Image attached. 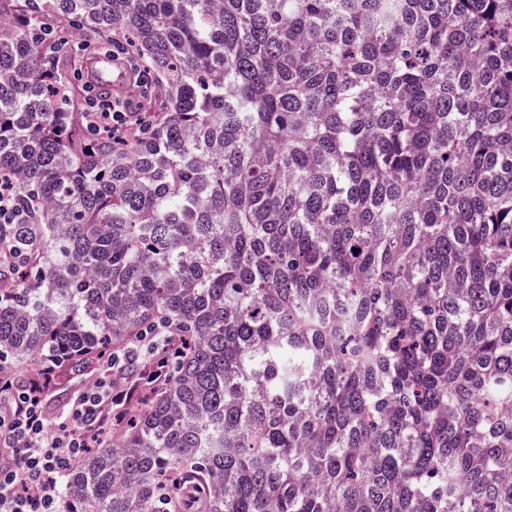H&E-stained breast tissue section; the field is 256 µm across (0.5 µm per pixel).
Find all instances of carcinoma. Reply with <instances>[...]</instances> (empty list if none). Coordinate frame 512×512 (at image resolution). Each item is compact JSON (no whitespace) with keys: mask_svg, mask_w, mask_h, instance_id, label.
<instances>
[{"mask_svg":"<svg viewBox=\"0 0 512 512\" xmlns=\"http://www.w3.org/2000/svg\"><path fill=\"white\" fill-rule=\"evenodd\" d=\"M1 183L0 369L183 342L64 512H512V0H0ZM123 44L121 42H117L112 44V57H107L104 59L101 64L102 67H105L109 70H117L119 73L122 72V68L120 66L113 62L112 60H118L122 63L124 68L126 70H130L132 74L128 73L131 77V82L127 85L126 88H128L129 93L128 94H134V87L131 86L133 83V74L136 76L134 86L136 90L138 91L139 97H143L144 93L147 89H149L150 86V78H149V70L141 64V62L135 57L134 54H132L131 51H128L125 48H122ZM86 101L95 133L112 131V138L123 141L133 134L147 132L153 125L155 112L134 107L127 96L95 92Z\"/></svg>","mask_w":512,"mask_h":512,"instance_id":"carcinoma-1","label":"carcinoma"}]
</instances>
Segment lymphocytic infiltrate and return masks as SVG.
<instances>
[{"mask_svg": "<svg viewBox=\"0 0 512 512\" xmlns=\"http://www.w3.org/2000/svg\"><path fill=\"white\" fill-rule=\"evenodd\" d=\"M87 104L94 130L121 141L153 125V112L126 96L97 92ZM88 375L92 386L52 424L45 413L51 377L22 386L10 371H0V512H62L64 477L87 448L123 422L142 386L141 378L108 360Z\"/></svg>", "mask_w": 512, "mask_h": 512, "instance_id": "1", "label": "lymphocytic infiltrate"}]
</instances>
